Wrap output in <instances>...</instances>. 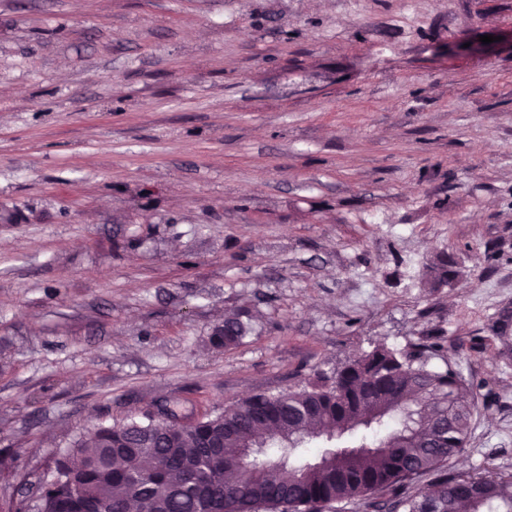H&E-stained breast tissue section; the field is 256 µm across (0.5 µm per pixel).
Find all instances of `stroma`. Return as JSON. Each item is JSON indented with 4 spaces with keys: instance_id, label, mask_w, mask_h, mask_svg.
<instances>
[{
    "instance_id": "35a3bbf8",
    "label": "stroma",
    "mask_w": 512,
    "mask_h": 512,
    "mask_svg": "<svg viewBox=\"0 0 512 512\" xmlns=\"http://www.w3.org/2000/svg\"><path fill=\"white\" fill-rule=\"evenodd\" d=\"M434 328L512 474V0H0V504ZM460 275L461 267L457 259L448 252L436 254L425 264L422 272V277L430 288L447 287L456 279L457 282ZM253 314L249 309H241L224 319V328L215 330L211 343L217 349L231 350L243 343L253 331Z\"/></svg>"
}]
</instances>
